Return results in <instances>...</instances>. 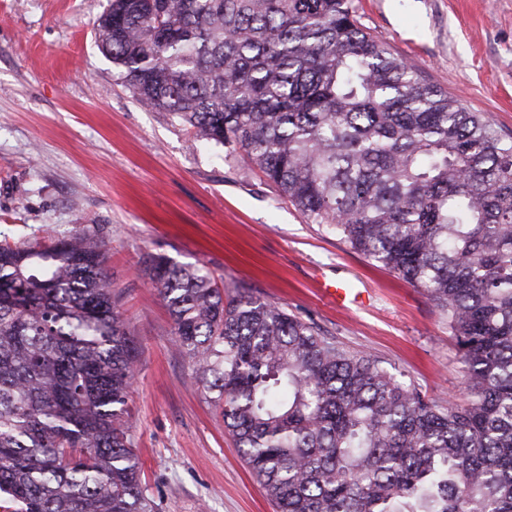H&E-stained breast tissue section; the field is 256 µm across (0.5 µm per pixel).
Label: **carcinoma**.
<instances>
[{
	"mask_svg": "<svg viewBox=\"0 0 512 512\" xmlns=\"http://www.w3.org/2000/svg\"><path fill=\"white\" fill-rule=\"evenodd\" d=\"M141 104L247 152L315 224L422 290L467 378L439 405L201 267L145 275L277 512H512V136L428 83L352 0H111ZM95 224L0 240V508L156 512L126 400L140 349Z\"/></svg>",
	"mask_w": 512,
	"mask_h": 512,
	"instance_id": "cac0c4a2",
	"label": "carcinoma"
}]
</instances>
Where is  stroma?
<instances>
[{
	"mask_svg": "<svg viewBox=\"0 0 512 512\" xmlns=\"http://www.w3.org/2000/svg\"><path fill=\"white\" fill-rule=\"evenodd\" d=\"M362 25L462 106L512 135V0H354ZM109 0H0V240L91 224L141 349L127 399L142 483L159 512H275L224 417L192 377L144 276L148 256L205 266L313 322L440 403L466 380L448 322L420 290L308 220L243 150L194 139L141 105L99 50ZM342 282L360 297L323 295Z\"/></svg>",
	"mask_w": 512,
	"mask_h": 512,
	"instance_id": "stroma-1",
	"label": "stroma"
}]
</instances>
